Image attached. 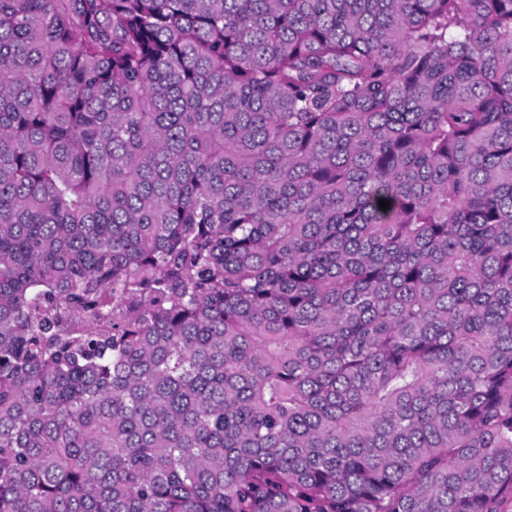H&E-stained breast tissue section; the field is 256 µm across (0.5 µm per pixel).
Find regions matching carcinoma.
<instances>
[{
	"instance_id": "obj_1",
	"label": "carcinoma",
	"mask_w": 512,
	"mask_h": 512,
	"mask_svg": "<svg viewBox=\"0 0 512 512\" xmlns=\"http://www.w3.org/2000/svg\"><path fill=\"white\" fill-rule=\"evenodd\" d=\"M0 512H512V0H0Z\"/></svg>"
}]
</instances>
